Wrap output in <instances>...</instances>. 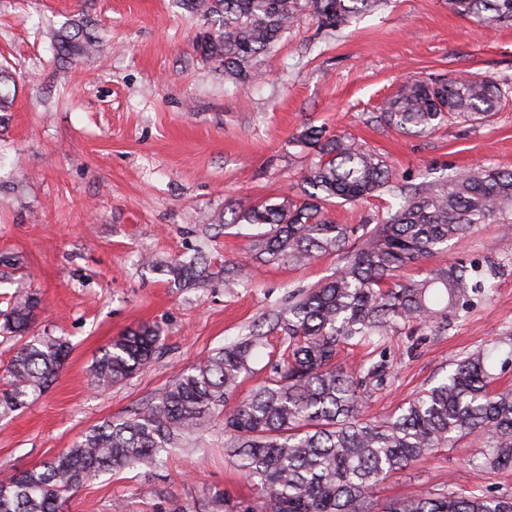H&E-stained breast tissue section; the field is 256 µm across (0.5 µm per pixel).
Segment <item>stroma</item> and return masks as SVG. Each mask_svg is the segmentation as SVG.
<instances>
[{"label":"stroma","mask_w":512,"mask_h":512,"mask_svg":"<svg viewBox=\"0 0 512 512\" xmlns=\"http://www.w3.org/2000/svg\"><path fill=\"white\" fill-rule=\"evenodd\" d=\"M84 20L100 36L97 51L70 62L53 35ZM200 22L176 0H0V65L16 84L0 125V256L20 257L19 277L0 265V310L16 290H39V330L73 349L58 379L26 409L0 419V478L31 469L71 447L92 426L141 407L184 369L225 344L264 333L252 374L206 432L167 465L103 474L71 496L66 512H211L216 495L255 501L250 481L224 453V413L279 360L283 335L270 317L291 295L320 285L344 265L325 253L311 265L255 264L252 282L228 287L224 265L249 260L248 225L239 216L255 200L298 194L312 150L297 143L302 126L324 128L376 150L403 188L474 165L512 168V102L481 125H444L415 137L372 122L382 102L408 80L459 75L512 86V24L458 16L448 0H383L378 10L336 31L300 17L260 56L259 81L231 82L193 47ZM394 198L386 192L335 204L339 224H378ZM208 252V276L181 288L146 263ZM504 262L489 297L446 330L410 324L377 345L348 344L337 367L383 362L363 416L383 420L450 364L476 350L492 354L490 388L512 390V230L474 226L461 247L440 250L403 269L417 277L456 256ZM158 325L162 347L142 371L97 388L91 365L114 337ZM475 436L393 473L379 504L446 487L512 494V471L489 472L470 460Z\"/></svg>","instance_id":"stroma-1"}]
</instances>
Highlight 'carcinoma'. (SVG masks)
<instances>
[{
  "mask_svg": "<svg viewBox=\"0 0 512 512\" xmlns=\"http://www.w3.org/2000/svg\"><path fill=\"white\" fill-rule=\"evenodd\" d=\"M199 17L196 49L236 81L257 74L251 63L268 52L294 21L312 15L318 27L341 29L380 0H182ZM462 17L512 21V0H448ZM97 43L82 23L57 34L59 55L75 57ZM12 74L0 68V123L10 111ZM511 88L495 80L423 77L386 100L371 120L425 136L443 123H484L509 101ZM297 141L315 151L301 196L257 201L240 221L257 225L250 252L265 263L304 266L322 253L349 254L336 276L301 294L276 313L286 348L272 372L224 418L225 451L257 490L256 505L214 498L215 512H373L378 485L393 471L452 445L461 435L482 439L478 467L512 470V391L493 392L489 353L478 350L452 363L448 376L398 407L384 421L362 416L365 390L382 381L378 365L339 369L338 349L371 343L400 326L443 329L463 319L485 295L500 263L472 267L463 260L402 278L401 269L441 246L463 241L477 224H512V170L476 166L406 190L383 157L313 126ZM381 192L400 202L374 227L335 223L332 200L353 203ZM200 257L164 264L173 283L204 281ZM226 281L247 286L248 264L224 268ZM42 301L36 291L15 293L0 313V332L21 338L8 378L0 386V416L18 411L61 371L68 341L35 331ZM154 324L127 330L91 369L102 388L144 369L160 348ZM263 334L229 343L183 371L133 415L90 428L71 448L39 467L0 480V512H63L64 500L89 478L138 467H157L207 426L238 389L261 347ZM382 512H512V495L421 492Z\"/></svg>",
  "mask_w": 512,
  "mask_h": 512,
  "instance_id": "obj_1",
  "label": "carcinoma"
}]
</instances>
